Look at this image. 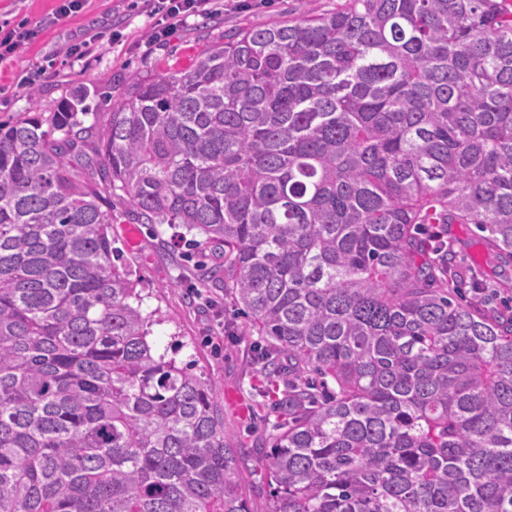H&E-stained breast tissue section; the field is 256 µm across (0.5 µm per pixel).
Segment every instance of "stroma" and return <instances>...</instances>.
<instances>
[{
  "instance_id": "35a3bbf8",
  "label": "stroma",
  "mask_w": 512,
  "mask_h": 512,
  "mask_svg": "<svg viewBox=\"0 0 512 512\" xmlns=\"http://www.w3.org/2000/svg\"><path fill=\"white\" fill-rule=\"evenodd\" d=\"M131 0H88L86 8L50 24L57 0H0V28L25 27L38 36L8 65L0 67V122L54 107L75 89L93 95L88 122L104 125L112 100L135 76L187 70L211 44L225 35L263 22L326 14L345 0H260L258 6L234 10L214 0L213 13L189 19L164 42L147 46L149 22L129 7ZM103 34V44L77 59L68 48L76 40ZM30 78L38 95L19 87ZM122 198L112 200V235L130 260L143 312L158 311L150 342L157 353L190 365L207 380L224 409V434L240 449L235 477L249 512H270L272 497L263 466L265 448L278 418L272 410L281 385H269L255 359L254 339L245 316L236 309L232 289L214 284L211 273L222 264V251L185 244L182 230L168 225L134 224ZM452 262L466 269L463 298L484 308L512 314V260L496 256L475 225L452 224L442 236Z\"/></svg>"
}]
</instances>
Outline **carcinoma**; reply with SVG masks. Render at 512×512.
Wrapping results in <instances>:
<instances>
[{"mask_svg":"<svg viewBox=\"0 0 512 512\" xmlns=\"http://www.w3.org/2000/svg\"><path fill=\"white\" fill-rule=\"evenodd\" d=\"M507 0H346L0 124V512H248L224 409L154 354L101 192L223 248L288 374L271 512H512V317L425 224L512 258Z\"/></svg>","mask_w":512,"mask_h":512,"instance_id":"obj_1","label":"carcinoma"}]
</instances>
